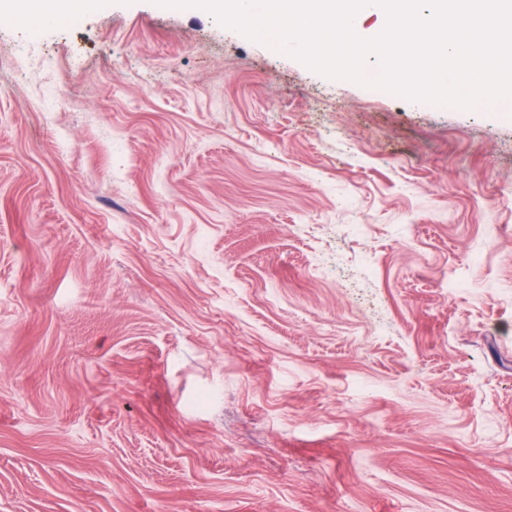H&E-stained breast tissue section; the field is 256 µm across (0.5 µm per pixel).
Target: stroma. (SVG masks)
<instances>
[{
    "label": "stroma",
    "mask_w": 512,
    "mask_h": 512,
    "mask_svg": "<svg viewBox=\"0 0 512 512\" xmlns=\"http://www.w3.org/2000/svg\"><path fill=\"white\" fill-rule=\"evenodd\" d=\"M0 512H512V102L0 20Z\"/></svg>",
    "instance_id": "obj_1"
}]
</instances>
